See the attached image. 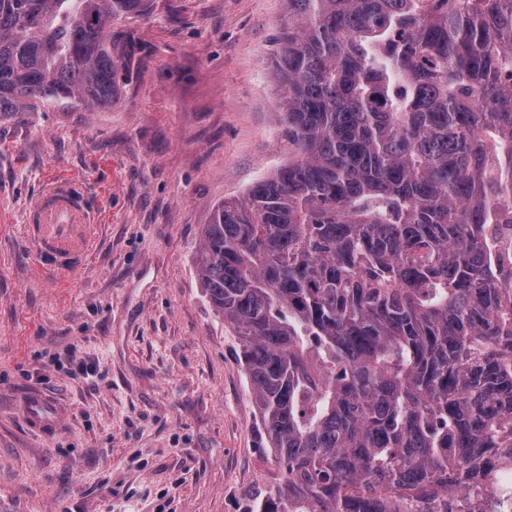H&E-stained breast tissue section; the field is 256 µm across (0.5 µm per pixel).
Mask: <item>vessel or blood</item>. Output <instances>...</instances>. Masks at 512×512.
<instances>
[{"label":"vessel or blood","mask_w":512,"mask_h":512,"mask_svg":"<svg viewBox=\"0 0 512 512\" xmlns=\"http://www.w3.org/2000/svg\"><path fill=\"white\" fill-rule=\"evenodd\" d=\"M27 239L38 265L52 275L70 273L86 261L97 224L85 203V192L70 178L52 182L34 199L27 213ZM29 427L50 435L60 412L47 397H35L25 405Z\"/></svg>","instance_id":"1"}]
</instances>
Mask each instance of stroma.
Returning <instances> with one entry per match:
<instances>
[{
  "label": "stroma",
  "instance_id": "35a3bbf8",
  "mask_svg": "<svg viewBox=\"0 0 512 512\" xmlns=\"http://www.w3.org/2000/svg\"><path fill=\"white\" fill-rule=\"evenodd\" d=\"M287 20L286 0H147L112 24L111 107L0 122V512H251L280 479L196 259L217 205L288 158L271 66ZM62 176L98 226L56 277L25 224ZM36 393L65 415L47 437L23 415Z\"/></svg>",
  "mask_w": 512,
  "mask_h": 512
}]
</instances>
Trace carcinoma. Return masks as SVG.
<instances>
[{
    "label": "carcinoma",
    "instance_id": "1",
    "mask_svg": "<svg viewBox=\"0 0 512 512\" xmlns=\"http://www.w3.org/2000/svg\"><path fill=\"white\" fill-rule=\"evenodd\" d=\"M288 162L197 260L282 477L253 512H478L512 444V0H286ZM143 0H0V120L112 107Z\"/></svg>",
    "mask_w": 512,
    "mask_h": 512
}]
</instances>
